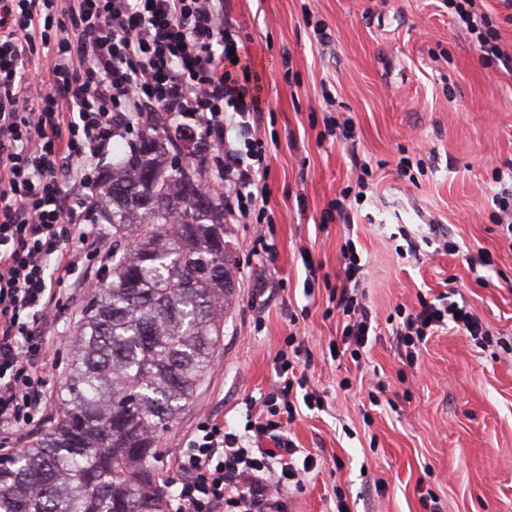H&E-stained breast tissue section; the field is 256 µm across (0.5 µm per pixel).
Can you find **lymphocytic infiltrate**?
<instances>
[{
  "mask_svg": "<svg viewBox=\"0 0 512 512\" xmlns=\"http://www.w3.org/2000/svg\"><path fill=\"white\" fill-rule=\"evenodd\" d=\"M452 6L481 54L511 69L491 19L473 0ZM244 51L224 0H0V431L41 414L52 367L42 336L58 321L57 299L92 287L78 274L89 255L109 257L88 219L115 138L157 121L199 133L210 163L204 185L220 190L225 218L263 223L254 188L266 148L250 122L261 86ZM342 268L331 299L356 356L372 331L359 295L364 267L348 251ZM448 327L489 338L469 306L423 301L396 327L407 365L417 366L426 336ZM275 371L243 434L207 419L186 438L167 512H289L286 489L313 470L287 432L294 399L311 410L324 399L286 352Z\"/></svg>",
  "mask_w": 512,
  "mask_h": 512,
  "instance_id": "obj_1",
  "label": "lymphocytic infiltrate"
}]
</instances>
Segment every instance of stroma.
<instances>
[{
    "label": "stroma",
    "instance_id": "35a3bbf8",
    "mask_svg": "<svg viewBox=\"0 0 512 512\" xmlns=\"http://www.w3.org/2000/svg\"><path fill=\"white\" fill-rule=\"evenodd\" d=\"M262 85L254 116L268 169L257 204L265 224H230L238 283L210 369L159 439L156 466L172 481L186 437L206 417L242 431L246 404L269 392L287 336L297 372L324 397L290 433L318 473L287 493L291 512H512V352L461 333L429 336L404 364L389 323L456 284L494 339L512 341V243L496 225V192L512 189V70L481 58L448 0H225ZM325 24L319 44L315 23ZM365 187H358V180ZM354 216L345 226L337 200ZM437 223L461 248L441 251ZM272 237L274 254L255 250ZM365 271L378 339L354 357L330 354L342 324L331 288L342 251ZM487 252L494 269H469ZM315 278H308L302 253ZM313 286L306 296L305 286ZM88 299L71 289L45 335L54 368L40 421L14 435L27 447L54 423L71 345ZM389 385L372 404L377 381ZM435 508H426L423 494Z\"/></svg>",
    "mask_w": 512,
    "mask_h": 512
}]
</instances>
